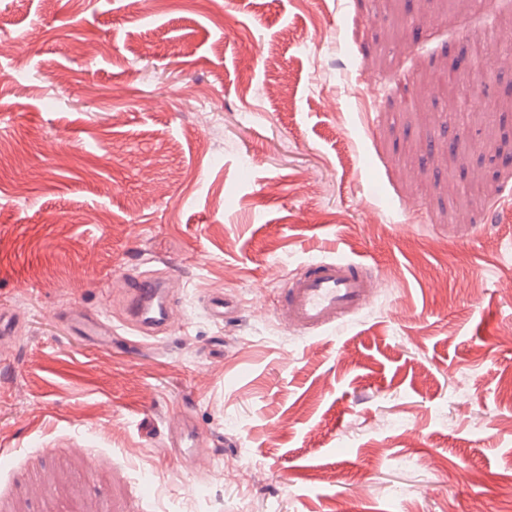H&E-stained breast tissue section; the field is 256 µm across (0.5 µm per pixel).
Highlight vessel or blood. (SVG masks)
Segmentation results:
<instances>
[{"label": "vessel or blood", "mask_w": 512, "mask_h": 512, "mask_svg": "<svg viewBox=\"0 0 512 512\" xmlns=\"http://www.w3.org/2000/svg\"><path fill=\"white\" fill-rule=\"evenodd\" d=\"M378 279L365 264L344 257L307 261L280 294L278 313L285 326L304 334H322L353 314L365 309L374 297ZM215 321H230L238 313L236 303L221 295L205 301ZM124 322L137 336L155 338L174 326V304L166 280L142 275L129 282L124 291ZM67 321L78 335L90 343L111 345V322L83 312L68 315ZM167 446L178 457L191 460L195 470L211 462L205 438L188 412L172 414Z\"/></svg>", "instance_id": "obj_1"}]
</instances>
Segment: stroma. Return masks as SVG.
I'll use <instances>...</instances> for the list:
<instances>
[{
	"label": "stroma",
	"mask_w": 512,
	"mask_h": 512,
	"mask_svg": "<svg viewBox=\"0 0 512 512\" xmlns=\"http://www.w3.org/2000/svg\"><path fill=\"white\" fill-rule=\"evenodd\" d=\"M489 28L491 74L440 96ZM510 124L488 0H0V512H512V165L474 158ZM324 255L378 297L284 328ZM148 269L170 335L66 326H122ZM180 405L206 472L163 451ZM205 307L212 319L217 322H228L238 313L237 304L224 298L223 294L209 296L205 300ZM70 328L78 336L88 338L91 344L107 345L112 347V336L116 331L112 323L100 317H92L84 312H74L66 317Z\"/></svg>",
	"instance_id": "stroma-1"
}]
</instances>
